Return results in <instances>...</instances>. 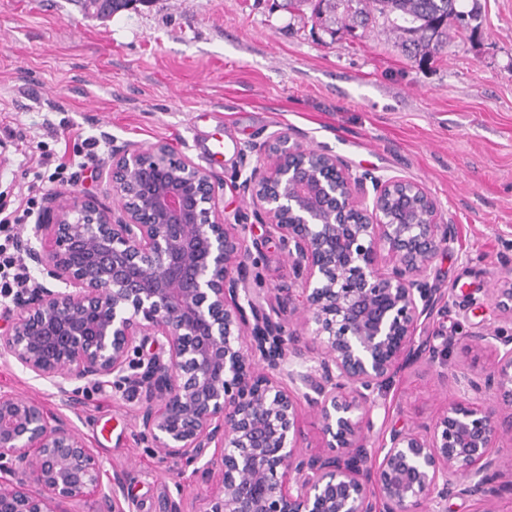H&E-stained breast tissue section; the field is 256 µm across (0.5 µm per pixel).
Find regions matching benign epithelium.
Returning <instances> with one entry per match:
<instances>
[{
  "label": "benign epithelium",
  "instance_id": "1",
  "mask_svg": "<svg viewBox=\"0 0 512 512\" xmlns=\"http://www.w3.org/2000/svg\"><path fill=\"white\" fill-rule=\"evenodd\" d=\"M262 150L267 162L250 167L244 151L234 173L261 239L229 222L213 171L163 142L112 152L102 172L111 207L49 196L18 249L58 287L33 279L17 290L0 356L70 402L103 386L138 398V437L161 462L202 481L219 472L196 512H441L457 496L496 512L497 479L512 469L493 452L512 436V412L495 406H512V336L475 337L496 353L494 370L481 382L451 370L442 414L382 433L371 451L373 410L397 372L446 360L448 331L438 346L416 336L448 316L430 272L454 225L417 182L355 174L286 132ZM269 239L294 281L266 309L272 299L250 280ZM303 403L323 455L302 449ZM127 481L125 471L103 477L69 419L0 395V512H68L85 496L94 512H131Z\"/></svg>",
  "mask_w": 512,
  "mask_h": 512
}]
</instances>
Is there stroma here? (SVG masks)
I'll use <instances>...</instances> for the list:
<instances>
[{"label": "stroma", "mask_w": 512, "mask_h": 512, "mask_svg": "<svg viewBox=\"0 0 512 512\" xmlns=\"http://www.w3.org/2000/svg\"><path fill=\"white\" fill-rule=\"evenodd\" d=\"M284 2L139 0L102 18L82 0H0V211L31 195L106 200L99 173L127 144L167 143L229 179L240 150L257 162V145L288 132L331 149L353 172L401 176L436 199L456 226L431 270L450 293L448 363L484 378L496 357L476 336L512 324L491 298L512 280V0H463L478 19L421 61L385 25L333 35ZM219 129L224 155L213 160L203 140ZM88 138L100 143L96 157L64 179L37 169L33 147L82 155ZM0 394L70 419L106 471L129 472L134 512H163L165 495L176 493L194 512L214 491L140 442L134 402L111 388L80 393L71 406L0 358ZM448 397L439 371L401 370L373 411L372 442L431 422Z\"/></svg>", "instance_id": "1"}]
</instances>
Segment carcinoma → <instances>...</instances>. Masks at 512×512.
Returning <instances> with one entry per match:
<instances>
[{
    "mask_svg": "<svg viewBox=\"0 0 512 512\" xmlns=\"http://www.w3.org/2000/svg\"><path fill=\"white\" fill-rule=\"evenodd\" d=\"M330 30L365 31L381 18L400 41L407 57L426 59L448 48L450 31L467 28L472 11L461 0H302Z\"/></svg>",
    "mask_w": 512,
    "mask_h": 512,
    "instance_id": "cac0c4a2",
    "label": "carcinoma"
}]
</instances>
